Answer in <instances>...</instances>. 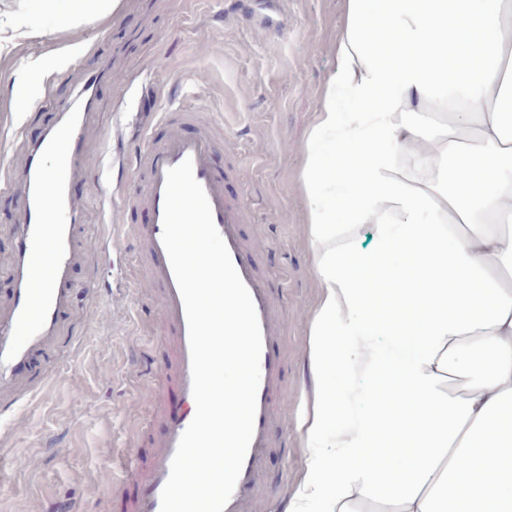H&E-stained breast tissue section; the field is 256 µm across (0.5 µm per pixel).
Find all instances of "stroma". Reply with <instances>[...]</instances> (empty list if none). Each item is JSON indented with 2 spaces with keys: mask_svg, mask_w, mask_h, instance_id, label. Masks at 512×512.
<instances>
[{
  "mask_svg": "<svg viewBox=\"0 0 512 512\" xmlns=\"http://www.w3.org/2000/svg\"><path fill=\"white\" fill-rule=\"evenodd\" d=\"M288 28L259 19L261 0H134L118 16H102L71 29L35 16L27 35L0 53V171L22 170L19 134L36 140L76 104L89 75H96L95 115L86 128L84 162L97 173L106 156L133 161L145 133L162 138L157 113L141 110V95L162 108L203 105L220 146V172L245 165L246 183L230 190L250 198L254 219L243 228L250 241L267 243L261 267L286 318L282 338V400L273 427L265 476L253 512H279L306 472V450L296 419L312 397L307 364L309 317L319 291L307 244L308 203L297 176L301 146L336 66V40L346 22L344 0H284ZM81 44L72 52L73 44ZM62 59L49 76L28 72L31 59ZM38 87L27 107L17 104L16 80ZM23 202L0 192V297L12 283V224ZM136 259L133 237L122 255L96 254L74 274L77 300L45 355L46 378L32 391L0 402L22 419L0 423V512H17L39 500L53 512H106L105 495L129 448L142 447L148 402L165 359L152 354L156 336L144 292L129 276ZM122 288L109 302L103 288ZM31 464L16 467L15 454Z\"/></svg>",
  "mask_w": 512,
  "mask_h": 512,
  "instance_id": "1",
  "label": "stroma"
}]
</instances>
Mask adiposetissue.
<instances>
[{
    "instance_id": "ef3b65f1",
    "label": "adipose tissue",
    "mask_w": 512,
    "mask_h": 512,
    "mask_svg": "<svg viewBox=\"0 0 512 512\" xmlns=\"http://www.w3.org/2000/svg\"><path fill=\"white\" fill-rule=\"evenodd\" d=\"M76 27L112 0H20ZM299 184L319 290L284 512H512V0H345Z\"/></svg>"
}]
</instances>
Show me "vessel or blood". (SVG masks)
<instances>
[{"label":"vessel or blood","mask_w":512,"mask_h":512,"mask_svg":"<svg viewBox=\"0 0 512 512\" xmlns=\"http://www.w3.org/2000/svg\"><path fill=\"white\" fill-rule=\"evenodd\" d=\"M91 93L82 88L79 101L43 136L27 142V160L19 174L0 177L1 191H15L23 210L13 233L16 250L10 266L13 286L0 299V392L31 386L40 376L34 358L53 344L59 324L74 305L73 272L87 254L119 247L120 236H91L78 241V222L93 190L82 164L83 134L91 117ZM187 110L166 113L162 139L145 138L133 167H116V184L134 180L133 197L113 202L116 229L130 227L137 255L144 264L142 282L153 304L152 322L161 331L156 346L167 360L160 372L161 385L149 405L151 417L162 430L148 438L147 453H126L119 481L110 487L107 502L116 512H160V495L168 479L179 439L195 414L192 396L188 325L183 300L162 244L165 176L168 169L192 160L196 180L210 202L214 223L232 261L248 288L259 318L263 348L257 393L254 435L235 490L224 512H250L270 445L276 398L282 387L283 358L279 343L284 316L273 288L258 266V245L246 241L244 224L251 206L245 195L231 193L224 174L213 164L218 146L208 124L196 135L180 131ZM56 159L55 168L43 164L45 154ZM148 210L146 224L126 225L129 206Z\"/></svg>","instance_id":"1"}]
</instances>
